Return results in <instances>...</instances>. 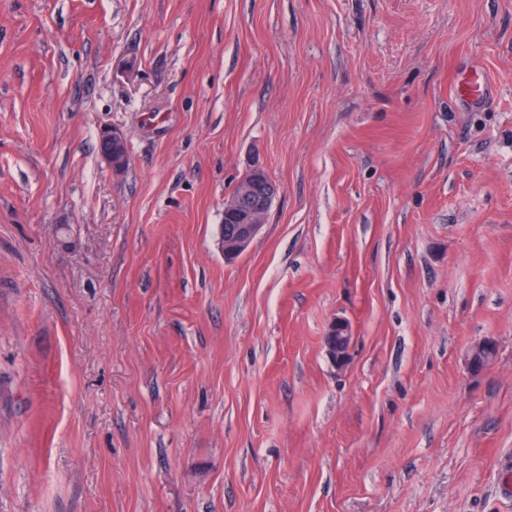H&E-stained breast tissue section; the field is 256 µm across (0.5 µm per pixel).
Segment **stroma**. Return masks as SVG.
Listing matches in <instances>:
<instances>
[{"label":"stroma","mask_w":512,"mask_h":512,"mask_svg":"<svg viewBox=\"0 0 512 512\" xmlns=\"http://www.w3.org/2000/svg\"><path fill=\"white\" fill-rule=\"evenodd\" d=\"M0 512H512V0H0ZM489 86V79L481 74L478 79H461L455 86V93L462 102L467 104H483L490 98ZM124 145V138L122 133L116 129L104 130L100 134V150L104 160L112 167V173L115 176H120L127 167V154L126 144L124 151L121 147ZM266 169L263 161L253 157L245 173L236 183L231 196L224 201V215L232 222L234 227L231 233L224 236L231 224L224 220V230L221 233L220 244L226 259H234L244 253L258 235L266 221L269 208L274 199L281 192V186L275 183H266ZM240 185V188H239ZM258 187L261 190H258ZM255 191L256 196L250 197L247 203L243 200ZM352 341V330L347 321L337 319L330 324L324 343L330 362L339 369L350 362Z\"/></svg>","instance_id":"35a3bbf8"}]
</instances>
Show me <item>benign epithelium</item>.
Returning a JSON list of instances; mask_svg holds the SVG:
<instances>
[{
  "instance_id": "benign-epithelium-1",
  "label": "benign epithelium",
  "mask_w": 512,
  "mask_h": 512,
  "mask_svg": "<svg viewBox=\"0 0 512 512\" xmlns=\"http://www.w3.org/2000/svg\"><path fill=\"white\" fill-rule=\"evenodd\" d=\"M123 145L124 138L118 130L101 132V155L115 176L121 175L127 167L126 155L121 150ZM239 185V193L224 201V214L233 224L231 232L220 238L227 259H234L247 250L265 223L272 202L281 192V186L266 182L264 163L256 156L239 179ZM352 341V330L347 321L337 319L330 324L324 343L333 365L343 369L349 364ZM494 352L493 343L487 340L477 343L470 351V367L480 368L494 357Z\"/></svg>"
}]
</instances>
